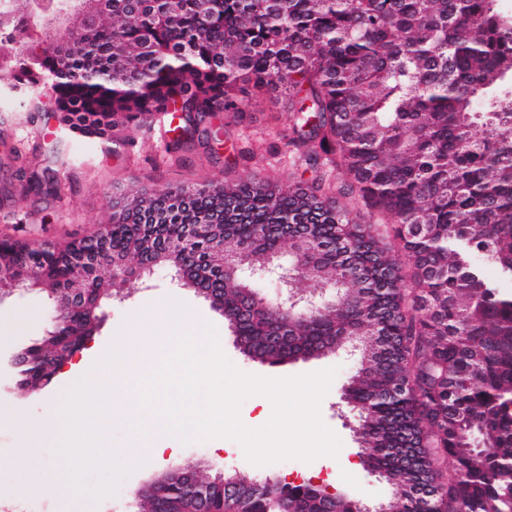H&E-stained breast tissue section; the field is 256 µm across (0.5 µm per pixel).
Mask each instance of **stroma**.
<instances>
[{"label": "stroma", "mask_w": 512, "mask_h": 512, "mask_svg": "<svg viewBox=\"0 0 512 512\" xmlns=\"http://www.w3.org/2000/svg\"><path fill=\"white\" fill-rule=\"evenodd\" d=\"M219 120L224 136L216 140L198 132L192 148L169 150L164 125L133 129L134 146H120L96 138L71 142L65 176L57 195L22 194L21 173L41 170L53 156L59 137L65 136L50 101L39 107L20 108L16 101L0 96V237L29 241H52L59 245L85 237L98 229L109 211L116 190H137L207 176L235 179L255 166L266 167L274 178L285 180L298 174L288 154V107L270 94H257L242 112H223ZM161 305L189 314L193 324L211 323L218 333L221 350L239 370L268 378L291 377L336 368L330 390L321 402L324 424L341 440V455L319 457L312 462L285 460L265 466L250 463L233 440L195 441L180 445L178 452L157 462L144 460L127 468L113 493L95 502L91 512H135L133 492L154 475L179 463L192 462L201 473L215 476L239 471L257 477L277 476L290 481L300 478L341 490L350 498L370 506L385 497L383 483L357 468L345 473V460H357L359 447L352 431L353 418L341 401V388L354 370V359L340 351L319 359L271 365L243 356L222 313L193 289L183 287L165 268L129 283L122 298L101 309L102 320L91 341L107 351L115 338L135 333L132 316L139 309ZM51 301L45 292L17 288L0 296V500L10 503L9 512H57L52 492L53 469L65 466L52 437L41 439L35 461L24 477H17L12 460L19 446L17 422L39 421L50 398L60 396L63 381L53 378L35 390L21 388L11 357L19 349L38 343L51 327Z\"/></svg>", "instance_id": "35a3bbf8"}]
</instances>
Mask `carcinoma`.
I'll use <instances>...</instances> for the list:
<instances>
[{"mask_svg":"<svg viewBox=\"0 0 512 512\" xmlns=\"http://www.w3.org/2000/svg\"><path fill=\"white\" fill-rule=\"evenodd\" d=\"M35 3L61 39L18 47L0 30V94H52L60 121L110 136L158 118L174 144L240 110L249 88L288 96L297 161L312 183L248 174L124 193L106 225L104 280L69 246L0 239V294L23 283L62 326L27 348L24 385L50 381L100 322L104 300L161 266L224 297L240 352L269 364L350 348L342 401L358 414L362 463L389 489L387 512H507L512 506V21L496 0H0V22ZM58 176L24 190L52 195ZM205 232L179 242L192 226ZM391 225L397 246L386 242ZM294 292L321 308L292 318L225 279L283 256ZM497 270L487 278L484 265ZM41 270L35 281L30 271ZM186 464L136 512H359L341 492L236 475L218 490ZM445 492L418 499L413 486Z\"/></svg>","mask_w":512,"mask_h":512,"instance_id":"cac0c4a2","label":"carcinoma"}]
</instances>
